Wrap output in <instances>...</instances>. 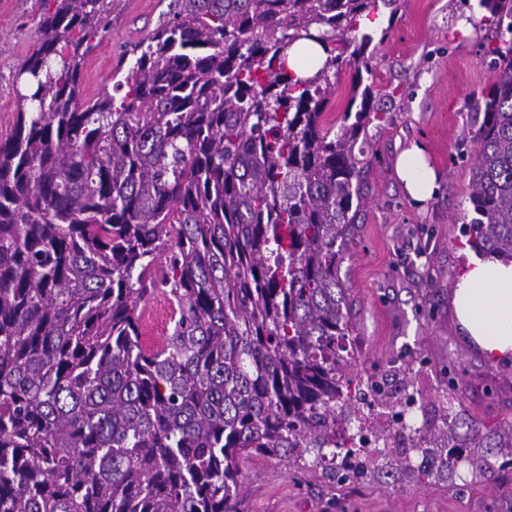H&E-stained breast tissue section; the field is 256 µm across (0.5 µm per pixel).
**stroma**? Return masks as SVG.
<instances>
[{
	"mask_svg": "<svg viewBox=\"0 0 512 512\" xmlns=\"http://www.w3.org/2000/svg\"><path fill=\"white\" fill-rule=\"evenodd\" d=\"M53 9V0H0V143L16 121L19 66ZM176 9L177 0H117L109 35L85 63L84 95L112 87L118 57ZM379 16L388 36L363 77L379 116L355 146L372 166L356 217L359 234L343 264L361 304L356 368L395 387L411 385L420 399L416 425L424 431L481 427L494 471L479 477L466 466L448 470L433 445L413 454L409 470L368 453L365 473L344 484L324 465L254 458L241 465L243 512H512V447L502 445L512 425V367L489 361L467 339L453 303L472 253L462 222L471 212L475 146L464 130L475 118V98L495 80L497 42L478 0H397ZM415 141L425 145L440 184L423 203L396 173L398 156ZM451 361L464 371L458 393L441 374Z\"/></svg>",
	"mask_w": 512,
	"mask_h": 512,
	"instance_id": "obj_1",
	"label": "stroma"
}]
</instances>
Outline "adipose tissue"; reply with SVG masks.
Instances as JSON below:
<instances>
[{
    "mask_svg": "<svg viewBox=\"0 0 512 512\" xmlns=\"http://www.w3.org/2000/svg\"><path fill=\"white\" fill-rule=\"evenodd\" d=\"M396 171L410 197L425 201L437 187L424 145L415 143L397 160ZM459 324L489 359H512V258L497 253L468 259L454 294Z\"/></svg>",
    "mask_w": 512,
    "mask_h": 512,
    "instance_id": "adipose-tissue-1",
    "label": "adipose tissue"
}]
</instances>
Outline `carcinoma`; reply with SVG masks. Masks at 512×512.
Masks as SVG:
<instances>
[{"mask_svg": "<svg viewBox=\"0 0 512 512\" xmlns=\"http://www.w3.org/2000/svg\"><path fill=\"white\" fill-rule=\"evenodd\" d=\"M115 2L54 0L0 143V512H241L257 456L313 467L343 448L332 473L359 476L355 402L390 394L342 355L375 114L373 37L351 33L396 0H177L120 98H85ZM480 5L499 44L468 130L466 235L512 256V0ZM302 40L324 54L306 77L288 61ZM158 288L172 328L149 350ZM399 429L377 425L383 448ZM165 303L166 295L161 290H159V288L156 289L154 299L147 306L143 316L142 330L144 336L142 337L151 347H159L164 342V336L155 335L153 330L161 308Z\"/></svg>", "mask_w": 512, "mask_h": 512, "instance_id": "cac0c4a2", "label": "carcinoma"}]
</instances>
